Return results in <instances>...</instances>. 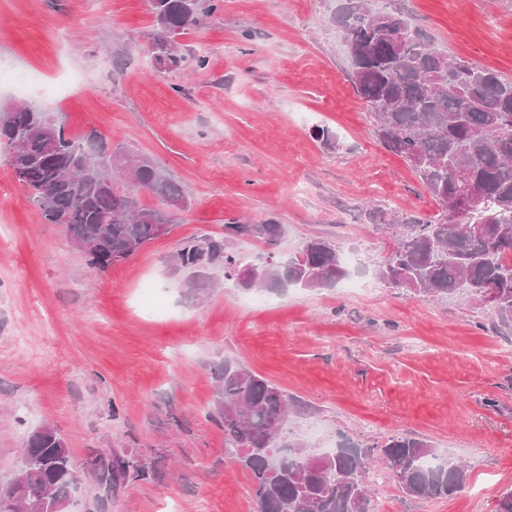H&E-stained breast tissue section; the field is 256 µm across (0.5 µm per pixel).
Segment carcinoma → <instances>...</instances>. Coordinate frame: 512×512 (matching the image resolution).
<instances>
[{
  "label": "carcinoma",
  "mask_w": 512,
  "mask_h": 512,
  "mask_svg": "<svg viewBox=\"0 0 512 512\" xmlns=\"http://www.w3.org/2000/svg\"><path fill=\"white\" fill-rule=\"evenodd\" d=\"M157 32L153 63L157 72L181 69L187 50L179 38L202 16L220 10L221 0H148ZM349 13L342 6L336 26L355 47L352 80L376 123V136L388 151L412 165L438 206V212L407 225L395 247L380 258L376 277L389 288L417 297L446 301L477 288H496L494 325L512 331V80L475 63L450 59L432 35L398 13ZM402 34L396 46L389 35ZM22 147L11 154L9 142ZM0 157L12 169L36 206L41 221L65 225L81 244L103 242L100 252H85L99 272L133 257L161 237L160 224L173 228L174 214L189 207L181 184L152 158L108 146L95 132L77 136L48 112L24 102L0 113ZM146 190L162 202L148 208L134 195ZM485 201L463 209L467 195ZM237 237H260L273 245L278 224L227 225ZM175 266L195 279L204 266L222 270L265 290L331 287L348 274L336 245L306 242L288 260L253 272L248 257L226 238L200 236L178 251ZM214 412L224 423V441L241 468L249 471L257 512H368L370 473L382 462L388 477L408 497L452 496L466 484V470L440 457L422 440L393 435L366 448L341 445L327 462L303 450L292 438L293 397L267 379L228 361L214 369ZM22 460L31 473L18 472L0 489V512H43L44 500L63 512L76 473L70 450L51 427L32 431ZM100 486L112 487L140 465L116 457L92 460Z\"/></svg>",
  "instance_id": "obj_1"
}]
</instances>
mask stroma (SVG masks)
Listing matches in <instances>:
<instances>
[{
  "instance_id": "stroma-1",
  "label": "stroma",
  "mask_w": 512,
  "mask_h": 512,
  "mask_svg": "<svg viewBox=\"0 0 512 512\" xmlns=\"http://www.w3.org/2000/svg\"><path fill=\"white\" fill-rule=\"evenodd\" d=\"M385 2L449 56L512 79V0ZM340 3L224 0L182 36L192 60L162 74L148 0H0V103L27 101L151 157L190 202L168 235L98 273L0 161V484L27 433L48 426L78 472L97 457L148 469L108 492L82 482L65 512H257L250 474L208 415L212 371L230 360L299 401L293 434L313 447L407 434L468 467L448 498L373 484L370 512H494L512 486V340L477 302H430L375 277L389 225L437 206L375 134L333 22ZM19 73L32 81L12 83ZM317 126L335 141L314 138ZM233 218L283 228L272 246L234 238L251 257L314 238L356 251L360 289L270 291L255 307L253 290L190 283L173 255L223 237ZM148 282L165 316L144 309Z\"/></svg>"
}]
</instances>
